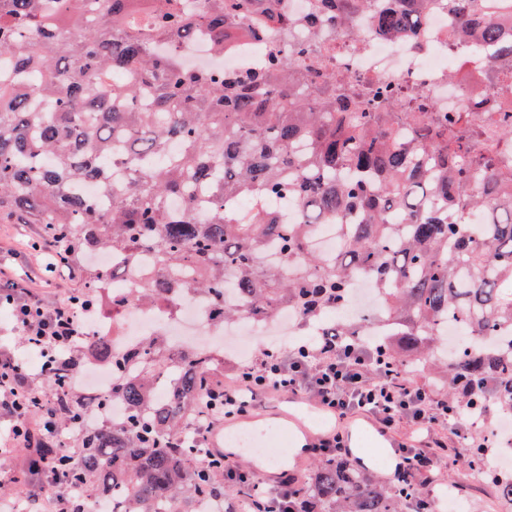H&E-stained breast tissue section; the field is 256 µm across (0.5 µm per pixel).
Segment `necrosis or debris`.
<instances>
[{
  "label": "necrosis or debris",
  "mask_w": 512,
  "mask_h": 512,
  "mask_svg": "<svg viewBox=\"0 0 512 512\" xmlns=\"http://www.w3.org/2000/svg\"><path fill=\"white\" fill-rule=\"evenodd\" d=\"M316 3L282 0L283 9L299 20L292 38L248 32L218 54L206 38L197 36L177 55L184 65L196 69L236 74L262 65L272 51L292 55L301 45L327 60L326 68L309 72L311 83H323L327 73L337 69L381 86L413 85L429 98L435 111L463 112L480 125L483 135L475 143L477 149L504 153L512 162V147L499 138L493 124L496 113L512 117V83L494 88L485 82L480 66L474 63L481 44L478 30L463 27L449 11L448 0H429L423 22L406 33L381 34L374 26V10L361 12L352 21L358 33L354 39L339 30L335 19L315 21ZM136 280L135 271L128 269L102 285L95 314L82 320L85 331L107 340L110 351L105 358L87 356L75 375L88 397L105 395L116 373L136 371L130 354L148 336H171L196 344L216 357L215 370L220 373L225 364H238L246 355L243 348L224 347L223 336L258 330L267 336H293L299 330L300 317L288 308L262 323L244 318L226 328L214 325L206 300L185 288L164 293L145 306L128 298ZM114 355L126 356L122 370L113 369L110 358Z\"/></svg>",
  "instance_id": "necrosis-or-debris-1"
}]
</instances>
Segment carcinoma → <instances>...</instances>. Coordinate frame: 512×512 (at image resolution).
<instances>
[{
  "label": "carcinoma",
  "mask_w": 512,
  "mask_h": 512,
  "mask_svg": "<svg viewBox=\"0 0 512 512\" xmlns=\"http://www.w3.org/2000/svg\"><path fill=\"white\" fill-rule=\"evenodd\" d=\"M0 0V223L40 224L61 243V268L83 275L74 311L97 303L108 272L86 263L94 250L151 265L134 299L149 303L169 288L209 299L216 324L267 320L283 306L308 325L324 322L353 298L354 277L369 278L385 307L391 333L367 339L359 327L331 324L341 336L387 347L403 365L433 373L446 390L466 379L474 391L462 409L488 406L512 415V166L495 151L476 153V130L461 115L441 116L414 99L397 101L377 88L357 90L329 77L306 91L294 62L270 54L266 69L230 78L158 55L151 41L177 42L204 30L216 51L240 23L257 14L261 26L291 33L296 20L279 0ZM370 0H320L347 22ZM464 24H480L503 66L494 82L512 80V43L478 15L476 0H449ZM420 13L405 6L379 13L382 32L414 26ZM95 181L111 196L105 206L71 190ZM204 188L209 216L192 206ZM296 201L303 218L280 224L266 208L272 198ZM184 201L183 209L170 201ZM486 221L470 219L479 209ZM334 225L336 246H312L320 222ZM274 239L282 264L264 255ZM239 297L225 296L227 284ZM462 333L448 355L445 328ZM140 371L119 377L101 404L123 402L124 421L102 427L74 414L70 380L75 359L45 379L58 432L30 451L19 486L62 478L78 491L68 512H91V498L115 512H167L173 500L190 510L197 498L230 507L243 492L224 486V465L205 471L191 451L212 390L211 367L199 350L172 348L148 336ZM168 387L155 400L150 390ZM492 449L480 436L458 462L479 471ZM483 481L512 512V474ZM408 499L345 457L316 460L297 485L286 512H406Z\"/></svg>",
  "instance_id": "obj_1"
}]
</instances>
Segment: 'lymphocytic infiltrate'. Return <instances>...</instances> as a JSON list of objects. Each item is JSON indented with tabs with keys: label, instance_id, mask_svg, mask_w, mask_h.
I'll return each mask as SVG.
<instances>
[{
	"label": "lymphocytic infiltrate",
	"instance_id": "obj_1",
	"mask_svg": "<svg viewBox=\"0 0 512 512\" xmlns=\"http://www.w3.org/2000/svg\"><path fill=\"white\" fill-rule=\"evenodd\" d=\"M12 315L23 347L36 350L44 360L64 359L80 334L64 302L46 305L31 295L13 300ZM274 393L305 396L341 420L365 413L382 432L406 433V441L395 448L402 459L397 480L419 487L439 478L449 455L462 447L474 427L447 396L411 380L384 351L346 342L332 332L319 336L312 350L264 349L260 356L237 365L233 384L214 391L212 398L219 403V419L226 420L246 415ZM45 401L25 367L14 356L1 355L0 409L11 420L7 440L12 447H27L30 429L53 433L50 415L35 418L27 412L30 404ZM224 483L248 490L250 512H282L294 488L288 478L266 488L250 469L229 462L224 465Z\"/></svg>",
	"mask_w": 512,
	"mask_h": 512
}]
</instances>
